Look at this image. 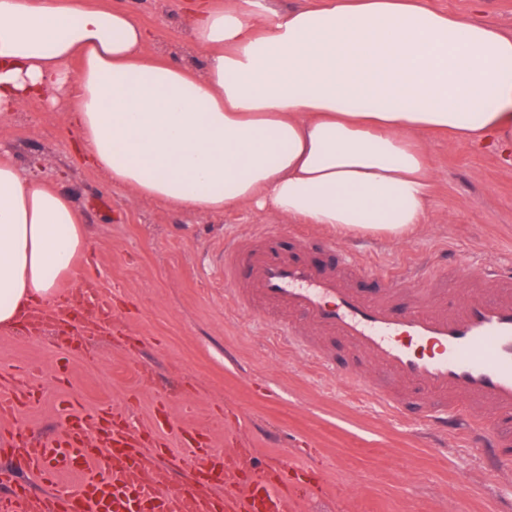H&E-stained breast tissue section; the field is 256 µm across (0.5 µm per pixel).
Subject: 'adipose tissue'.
Returning a JSON list of instances; mask_svg holds the SVG:
<instances>
[{"label":"adipose tissue","instance_id":"ef3b65f1","mask_svg":"<svg viewBox=\"0 0 512 512\" xmlns=\"http://www.w3.org/2000/svg\"><path fill=\"white\" fill-rule=\"evenodd\" d=\"M205 73L123 8L0 0V116L66 91L90 169L180 212L254 207L403 239L435 174L422 134L512 146V35L425 0H180ZM88 247L72 202L0 159V327Z\"/></svg>","mask_w":512,"mask_h":512}]
</instances>
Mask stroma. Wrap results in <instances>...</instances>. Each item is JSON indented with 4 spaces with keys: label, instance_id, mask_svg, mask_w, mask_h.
Masks as SVG:
<instances>
[{
    "label": "stroma",
    "instance_id": "stroma-1",
    "mask_svg": "<svg viewBox=\"0 0 512 512\" xmlns=\"http://www.w3.org/2000/svg\"><path fill=\"white\" fill-rule=\"evenodd\" d=\"M131 10L155 34L149 53L201 67L178 0H84ZM512 34V0H427ZM67 114L50 101L21 104L0 122V147L47 180L83 216L89 248L79 269L97 276L112 325L82 334L74 352L55 333L0 328V388L39 391L21 419L37 435L63 426L62 406L122 407L131 430L168 420L160 435L177 479L192 458L183 429L211 448L233 449L244 470L272 468L282 451L324 483L293 489V512H446L450 481L470 492L461 512H512V477H487L474 449L434 435L414 413L386 410L364 390L303 364L271 321L227 305L219 273L224 244L273 233L286 252L317 258L334 238L383 272L441 253L458 263L512 264V150L423 135L438 178L424 218L403 240L347 239L250 207L214 217L132 200L87 169L72 147ZM66 365L57 378V365Z\"/></svg>",
    "mask_w": 512,
    "mask_h": 512
}]
</instances>
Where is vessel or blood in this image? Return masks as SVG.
Instances as JSON below:
<instances>
[{
  "label": "vessel or blood",
  "instance_id": "obj_1",
  "mask_svg": "<svg viewBox=\"0 0 512 512\" xmlns=\"http://www.w3.org/2000/svg\"><path fill=\"white\" fill-rule=\"evenodd\" d=\"M366 275L345 250L320 262L285 254L264 235L244 249L224 247V282L238 308L292 315L289 348L333 374L344 363L314 345L306 330L341 340L371 363L368 388L386 409H415L436 435L475 448L491 477L511 475L512 266L441 267L442 287L413 290L404 303L400 271L379 275L371 295L354 285ZM69 315V305L60 303L34 310L30 320L44 328ZM21 406L17 392L0 393V421L11 424L6 452L49 483L61 472L79 476L61 494L45 496L41 512H289V482H321L284 456L275 469L247 480L236 497L215 494L238 471L230 455L205 447L191 431L193 481L180 490L162 463L165 449L144 447L117 409H66L63 434L38 438L19 422ZM31 510L25 488L0 498V512Z\"/></svg>",
  "mask_w": 512,
  "mask_h": 512
}]
</instances>
